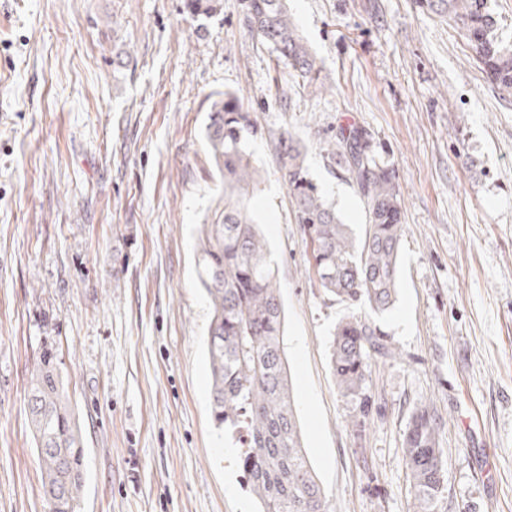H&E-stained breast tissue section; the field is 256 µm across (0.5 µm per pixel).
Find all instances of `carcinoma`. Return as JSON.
<instances>
[{"label":"carcinoma","mask_w":512,"mask_h":512,"mask_svg":"<svg viewBox=\"0 0 512 512\" xmlns=\"http://www.w3.org/2000/svg\"><path fill=\"white\" fill-rule=\"evenodd\" d=\"M445 16L471 47L486 82L512 91V45L497 35L486 0H424ZM196 17L222 12L224 0H186ZM250 32L276 53L295 82L313 79L317 58L288 14L286 0H243ZM262 135L253 113L232 94L210 99L205 139L224 185V204L202 225L196 269L211 306L206 335L209 408L214 424L239 449L238 466L260 512H333L303 445L288 363L282 347L284 309L267 241L248 202L264 182L248 148ZM327 156L344 163L365 213L362 236L353 235L310 177L307 149L293 136L274 145L276 171L288 188L295 223L310 247L308 273L343 305L330 369L350 406L345 427L361 437L372 414L368 379L372 356H392L376 319L398 293L405 228L395 176L379 161L370 136L353 127L336 136ZM32 433L50 512H80L86 484L85 442L54 355L33 368L28 393ZM410 471L412 512H438L444 492L443 450L436 418L426 407L411 417L403 442Z\"/></svg>","instance_id":"obj_1"}]
</instances>
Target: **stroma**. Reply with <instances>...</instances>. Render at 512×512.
Here are the masks:
<instances>
[{"instance_id":"stroma-1","label":"stroma","mask_w":512,"mask_h":512,"mask_svg":"<svg viewBox=\"0 0 512 512\" xmlns=\"http://www.w3.org/2000/svg\"><path fill=\"white\" fill-rule=\"evenodd\" d=\"M320 70L295 83L239 0H0V512H49L27 412L52 350L85 439L81 512H255L209 412L198 230L222 183L204 139L228 92L264 130L250 200L285 308L304 444L334 512H410L403 440L441 424L439 512H512V94L419 0H288ZM365 129L400 186L399 298L379 324L365 440L329 369L344 316L309 249L271 138L308 148L314 182L354 234L365 214L324 149Z\"/></svg>"}]
</instances>
